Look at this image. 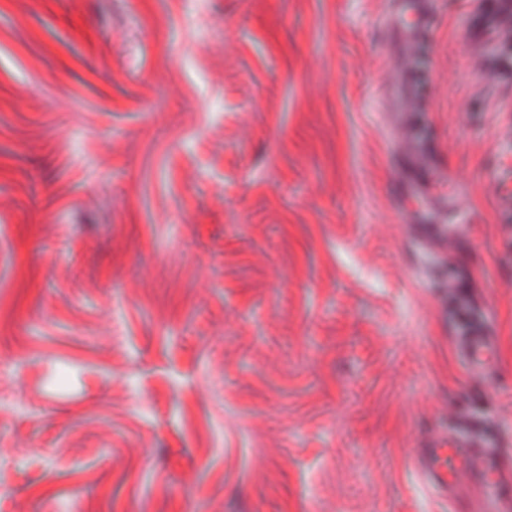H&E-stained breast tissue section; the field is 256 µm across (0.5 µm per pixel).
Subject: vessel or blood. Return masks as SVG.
<instances>
[{"mask_svg": "<svg viewBox=\"0 0 512 512\" xmlns=\"http://www.w3.org/2000/svg\"><path fill=\"white\" fill-rule=\"evenodd\" d=\"M428 0H387L386 24L394 37L395 61L391 67L388 87L391 103L398 112L408 111L415 96L412 63L420 36L432 24L427 10ZM405 150L409 164L400 178L401 193L414 200L408 213L412 224L424 225L428 237L441 241L453 239L461 230L458 216L460 204H453L444 213L428 206L433 194L429 177V148L415 137H407ZM493 346L480 326H472L467 336V361L472 369L488 366ZM478 458L472 445L455 443L453 448L432 446L423 449L419 469L426 483L434 490L452 495L456 480L473 470Z\"/></svg>", "mask_w": 512, "mask_h": 512, "instance_id": "vessel-or-blood-1", "label": "vessel or blood"}]
</instances>
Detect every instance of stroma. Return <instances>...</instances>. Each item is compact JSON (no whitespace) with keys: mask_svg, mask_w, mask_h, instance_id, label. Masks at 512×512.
<instances>
[{"mask_svg":"<svg viewBox=\"0 0 512 512\" xmlns=\"http://www.w3.org/2000/svg\"><path fill=\"white\" fill-rule=\"evenodd\" d=\"M385 0H0V512H484L415 449L512 441V66L431 0L406 119L464 231L407 221ZM496 352L469 368L473 321Z\"/></svg>","mask_w":512,"mask_h":512,"instance_id":"1","label":"stroma"}]
</instances>
